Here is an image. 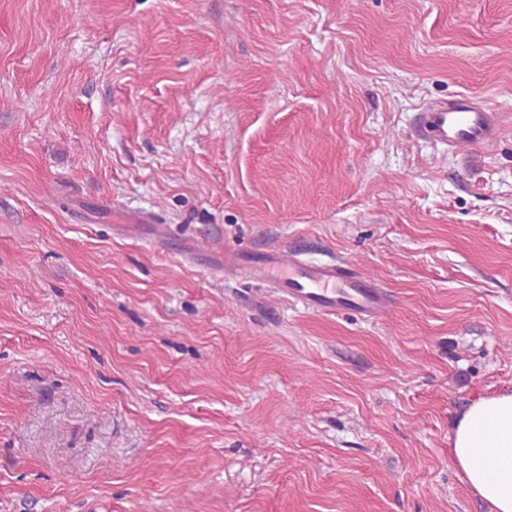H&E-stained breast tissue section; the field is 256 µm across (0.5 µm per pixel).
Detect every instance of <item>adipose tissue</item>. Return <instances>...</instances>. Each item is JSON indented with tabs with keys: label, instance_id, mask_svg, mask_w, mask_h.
Returning a JSON list of instances; mask_svg holds the SVG:
<instances>
[{
	"label": "adipose tissue",
	"instance_id": "1",
	"mask_svg": "<svg viewBox=\"0 0 512 512\" xmlns=\"http://www.w3.org/2000/svg\"><path fill=\"white\" fill-rule=\"evenodd\" d=\"M450 457L491 512H512V390L479 397L454 419Z\"/></svg>",
	"mask_w": 512,
	"mask_h": 512
}]
</instances>
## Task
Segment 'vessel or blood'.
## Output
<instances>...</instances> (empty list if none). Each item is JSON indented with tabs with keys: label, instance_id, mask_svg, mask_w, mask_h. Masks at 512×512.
I'll list each match as a JSON object with an SVG mask.
<instances>
[{
	"label": "vessel or blood",
	"instance_id": "b4317fda",
	"mask_svg": "<svg viewBox=\"0 0 512 512\" xmlns=\"http://www.w3.org/2000/svg\"><path fill=\"white\" fill-rule=\"evenodd\" d=\"M499 132L498 113L466 95L427 104L418 112L414 125L416 137L452 151L465 145H493ZM220 264L270 283L290 307L308 313L334 315L351 310L375 320L392 305L387 289L360 275L345 260L309 261L286 249L250 258L228 250Z\"/></svg>",
	"mask_w": 512,
	"mask_h": 512
}]
</instances>
